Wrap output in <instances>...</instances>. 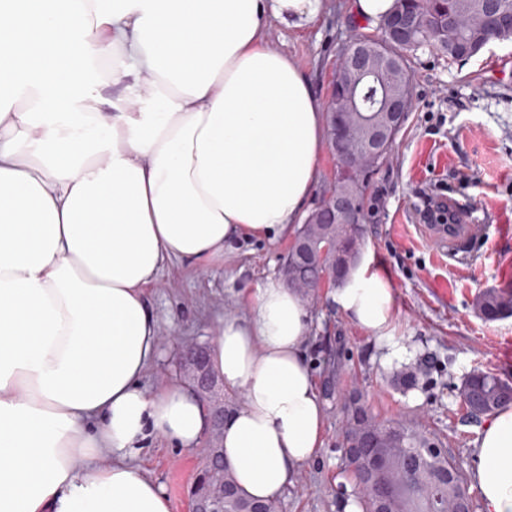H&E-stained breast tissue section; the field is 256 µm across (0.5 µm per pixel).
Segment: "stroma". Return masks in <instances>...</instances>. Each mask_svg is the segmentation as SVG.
Masks as SVG:
<instances>
[{"mask_svg": "<svg viewBox=\"0 0 512 512\" xmlns=\"http://www.w3.org/2000/svg\"><path fill=\"white\" fill-rule=\"evenodd\" d=\"M348 0H328L315 23L293 29L275 23L270 46L295 58L321 99L330 96L342 45L365 32L346 14ZM512 65V39L492 41L465 61L421 50L409 62L413 109L366 193L361 256L390 275L397 341L410 354L385 363V347L335 305L332 288L307 300L308 362L325 403L324 445L300 471L279 512H345L359 501L355 480L343 463L345 406L358 398L378 421L419 425L470 471L482 417L460 398L474 370L512 380V315L495 321L478 316L476 295L512 285V79L496 76ZM447 197L474 212L484 226L470 251L448 258L417 227L428 199ZM289 240H251L224 264L206 269L173 263L147 289L158 322L159 352L144 383L156 390L181 380L179 353L190 343L210 345L220 317L249 313L251 293L281 275ZM412 366L415 386L392 377ZM138 464L162 484L171 512H190L191 492L204 465V450L181 449L150 437Z\"/></svg>", "mask_w": 512, "mask_h": 512, "instance_id": "obj_1", "label": "stroma"}]
</instances>
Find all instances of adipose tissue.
Instances as JSON below:
<instances>
[{"instance_id":"ef3b65f1","label":"adipose tissue","mask_w":512,"mask_h":512,"mask_svg":"<svg viewBox=\"0 0 512 512\" xmlns=\"http://www.w3.org/2000/svg\"><path fill=\"white\" fill-rule=\"evenodd\" d=\"M323 0H0V512H171L134 458L152 435L197 447L210 419L181 384L149 391L158 323L145 291L169 261L206 268L235 243L291 236L315 192L327 106L270 21ZM110 60L120 111L100 109ZM392 339L387 271L332 295ZM304 299L281 282L220 319L210 367L244 402L224 461L276 500L323 446ZM471 482L512 512V407L486 417Z\"/></svg>"}]
</instances>
